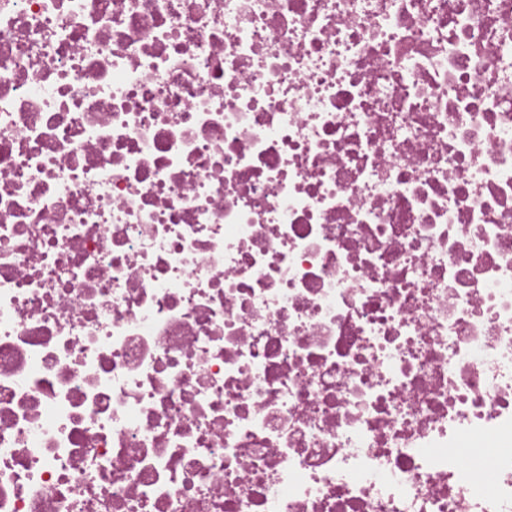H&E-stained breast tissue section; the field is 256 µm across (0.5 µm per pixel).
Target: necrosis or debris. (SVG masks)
<instances>
[{"instance_id": "1", "label": "necrosis or debris", "mask_w": 512, "mask_h": 512, "mask_svg": "<svg viewBox=\"0 0 512 512\" xmlns=\"http://www.w3.org/2000/svg\"><path fill=\"white\" fill-rule=\"evenodd\" d=\"M0 512H512V0H0Z\"/></svg>"}]
</instances>
